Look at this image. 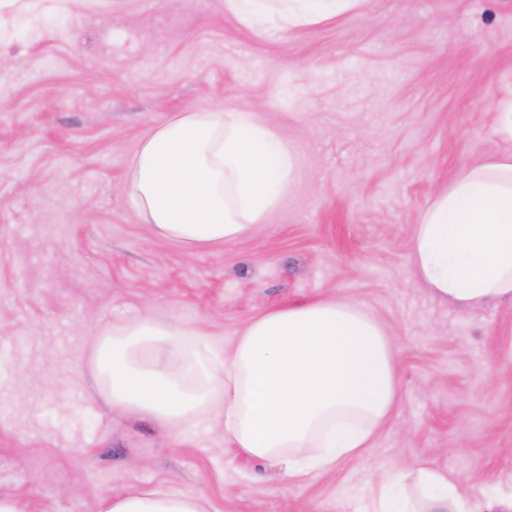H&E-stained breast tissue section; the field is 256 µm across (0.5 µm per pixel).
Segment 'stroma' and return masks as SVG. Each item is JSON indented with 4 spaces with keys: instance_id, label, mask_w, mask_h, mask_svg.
Wrapping results in <instances>:
<instances>
[{
    "instance_id": "obj_1",
    "label": "stroma",
    "mask_w": 512,
    "mask_h": 512,
    "mask_svg": "<svg viewBox=\"0 0 512 512\" xmlns=\"http://www.w3.org/2000/svg\"><path fill=\"white\" fill-rule=\"evenodd\" d=\"M512 0H366L258 31L224 0H0V498L102 512L171 484L207 512H359L427 457L480 512L512 491V301L464 310L406 245L438 192L512 152ZM257 113L293 145V188L235 242L154 236L127 186L141 143L187 112ZM337 297L386 326L400 400L360 457L305 477L112 411L88 337L145 315L230 342L267 311Z\"/></svg>"
}]
</instances>
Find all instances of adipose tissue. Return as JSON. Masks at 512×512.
I'll return each mask as SVG.
<instances>
[{"instance_id":"ef3b65f1","label":"adipose tissue","mask_w":512,"mask_h":512,"mask_svg":"<svg viewBox=\"0 0 512 512\" xmlns=\"http://www.w3.org/2000/svg\"><path fill=\"white\" fill-rule=\"evenodd\" d=\"M365 0H225L250 27L291 28ZM288 139L256 113L189 112L155 130L132 163L128 193L160 237L189 248L231 243L261 224L294 180ZM416 276L439 299L478 309L512 300V154L449 183L407 244ZM113 410L148 414L166 432L211 417L224 445L288 476L335 465L368 446L399 399L395 351L359 304L326 298L265 312L230 347L206 333L143 316L93 336ZM415 478V493L405 480ZM458 477L427 458L379 476L361 512H475ZM103 512H204L167 489L121 490Z\"/></svg>"}]
</instances>
